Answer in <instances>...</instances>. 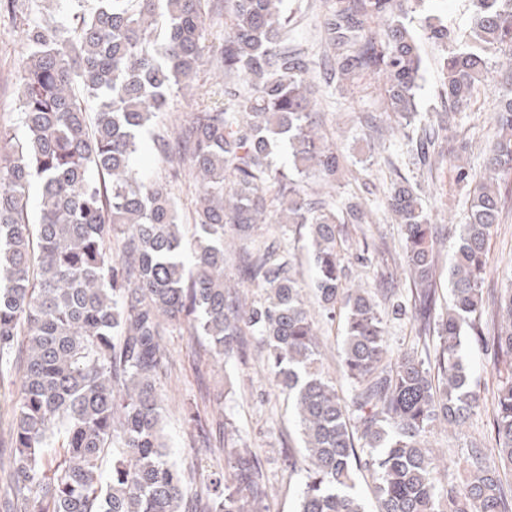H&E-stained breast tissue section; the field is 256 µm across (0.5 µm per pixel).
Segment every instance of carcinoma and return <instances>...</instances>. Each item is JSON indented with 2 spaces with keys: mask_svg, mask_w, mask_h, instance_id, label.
Returning a JSON list of instances; mask_svg holds the SVG:
<instances>
[{
  "mask_svg": "<svg viewBox=\"0 0 512 512\" xmlns=\"http://www.w3.org/2000/svg\"><path fill=\"white\" fill-rule=\"evenodd\" d=\"M67 2L61 17L28 25L23 134L0 128V381L24 340L9 453L0 457L4 512H269L255 449H232L229 473L211 474L200 494L170 461L158 382L171 328L204 337L220 359L234 354L245 328L266 349L268 379L294 400L308 459L298 512H512V483L502 478L512 472V280L482 326L488 243L512 190V73L502 74L478 178L459 164L469 142L457 131L493 79L491 59L512 57V0H470L465 31L435 14L410 16L420 0H325L328 52L319 58L293 40L282 0H225L224 102L171 128L172 92L204 63L203 0ZM423 38L442 52L441 109L426 126ZM359 72L378 79L412 166L422 173L433 159L449 160L465 189L464 222L441 229L418 181L386 159L387 213L410 283L394 314H411L432 358H393L375 295L346 283L342 226L368 223V210L330 192L340 155L319 131L313 94L317 79L343 87ZM144 130L168 166L165 182L134 167ZM191 176L199 196L188 236L171 184ZM260 224L281 231L258 241ZM229 230L252 240L238 253L236 287L261 289L260 301L224 283ZM303 232L313 303L329 321L344 313L346 396L319 368L313 303L287 242ZM445 236L454 239L453 299L439 312L434 246ZM470 333L500 382L495 446L470 449L462 479L443 489V457L427 438L435 422L462 427L481 406L461 353ZM362 469L375 481L373 510L356 492Z\"/></svg>",
  "mask_w": 512,
  "mask_h": 512,
  "instance_id": "cac0c4a2",
  "label": "carcinoma"
}]
</instances>
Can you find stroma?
<instances>
[{
	"label": "stroma",
	"instance_id": "stroma-1",
	"mask_svg": "<svg viewBox=\"0 0 512 512\" xmlns=\"http://www.w3.org/2000/svg\"><path fill=\"white\" fill-rule=\"evenodd\" d=\"M13 15L0 16V126L21 130V107L16 91L17 64L25 52V29L33 21L49 17L45 0H17ZM205 63L195 79L190 93H175L171 116L185 119L203 103V92H223L224 73L217 67V51L224 39L228 15L224 0H207L205 6ZM498 94L496 84L481 88L470 112L460 119L459 130L470 141L465 154L472 173H480L484 154L493 140L491 116ZM381 97L372 75L356 76L342 90L321 88L317 99L319 121L323 131L331 136L344 155L343 169L336 181V194L343 197L355 187L352 175L364 172L370 182L371 202L383 208L390 181L383 166L384 156L390 155L399 165L407 158L400 141L385 136L382 144L368 146L364 133L355 121L358 113L379 112ZM464 192L455 179L454 168L442 165L432 180L423 186L422 199L427 210L437 214L451 211L463 217ZM397 227L387 219L371 225L368 234H361L357 225L347 227L350 248L345 253L348 277L355 282L366 279V270L358 256L366 246L388 243L397 245ZM493 275L486 289L502 288L504 272L512 269V200H507L504 222L489 243ZM344 332L342 319L320 325L323 370L338 388H346L340 362V347ZM166 355L172 369L160 380L165 395L164 434L171 457L185 473L192 490H199L208 475L224 468V456L219 449L231 445L225 423H232L240 438L249 447L259 449L263 460L264 480L270 512H297L298 495L307 461L302 449L301 433L294 404L281 394L265 377L266 353L256 337L244 335L235 355L228 361H216L204 347L193 344L186 333L172 331L164 339ZM196 406L205 420L206 434L213 447L204 452L194 443L184 410ZM491 409L480 407L461 429L455 432L436 430L430 442L433 447L448 451V466L438 476L439 485L458 481L471 445H491Z\"/></svg>",
	"mask_w": 512,
	"mask_h": 512
}]
</instances>
